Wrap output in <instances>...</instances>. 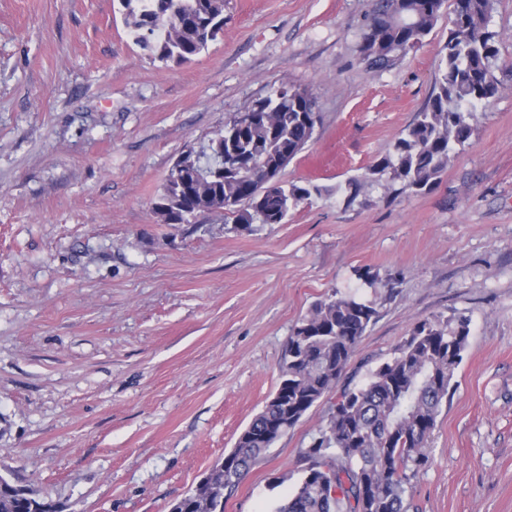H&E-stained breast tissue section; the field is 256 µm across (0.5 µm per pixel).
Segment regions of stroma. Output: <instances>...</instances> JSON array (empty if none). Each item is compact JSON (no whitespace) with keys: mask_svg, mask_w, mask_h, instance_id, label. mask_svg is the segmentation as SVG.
I'll use <instances>...</instances> for the list:
<instances>
[{"mask_svg":"<svg viewBox=\"0 0 512 512\" xmlns=\"http://www.w3.org/2000/svg\"><path fill=\"white\" fill-rule=\"evenodd\" d=\"M371 4L224 0L223 35L176 64L134 42L119 0H0V474L60 512H168L262 409L312 304L357 290L376 309L358 382L417 321H470L410 512H512V0H493L498 91L470 144L430 190L349 204L333 187L424 109L449 27L369 73ZM291 85L321 122L280 179L327 194L248 231L158 222L186 147ZM328 412L268 448L224 512H273Z\"/></svg>","mask_w":512,"mask_h":512,"instance_id":"1","label":"stroma"}]
</instances>
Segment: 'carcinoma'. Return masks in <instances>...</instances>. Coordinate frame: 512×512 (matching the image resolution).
Wrapping results in <instances>:
<instances>
[{
  "label": "carcinoma",
  "instance_id": "obj_1",
  "mask_svg": "<svg viewBox=\"0 0 512 512\" xmlns=\"http://www.w3.org/2000/svg\"><path fill=\"white\" fill-rule=\"evenodd\" d=\"M446 0H373L360 46L365 71L391 69L428 35ZM135 42L161 61L186 62L224 29V0H120ZM493 0H452L448 38L433 93L416 122L360 179L336 187L353 203L368 189L418 193L431 188L448 155L468 144L474 112L497 93L491 71L497 49L489 30ZM306 87H282L224 123L209 142L223 168L190 182L176 218L189 224L218 206L235 228L281 224L291 208L322 193L296 184L264 190L266 171L293 160L319 123ZM372 302L333 293L315 302L294 327L280 382L225 454L222 469L178 500L179 512H224L250 466L307 412L330 400L325 424L305 455L309 467L276 512H408L412 480L427 465L428 444L453 387L470 333L469 319L417 322L391 357L361 382L340 384L374 320ZM0 512H59L0 474Z\"/></svg>",
  "mask_w": 512,
  "mask_h": 512
}]
</instances>
